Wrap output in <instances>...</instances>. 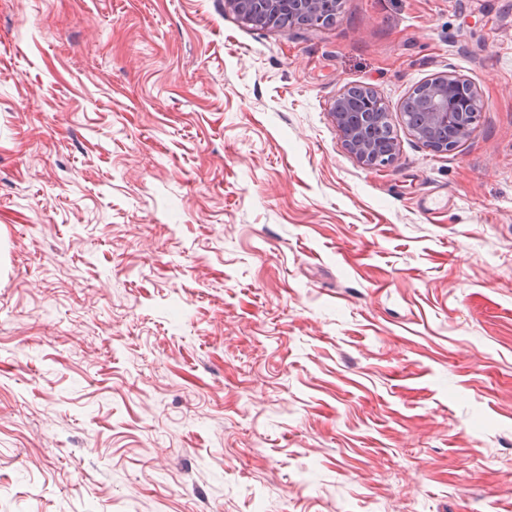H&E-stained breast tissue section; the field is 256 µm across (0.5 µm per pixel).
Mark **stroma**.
<instances>
[{
    "label": "stroma",
    "mask_w": 512,
    "mask_h": 512,
    "mask_svg": "<svg viewBox=\"0 0 512 512\" xmlns=\"http://www.w3.org/2000/svg\"><path fill=\"white\" fill-rule=\"evenodd\" d=\"M0 512H512V0H0ZM319 0H227L226 3L237 13V15L246 21L249 14L273 15L278 19L277 26L280 29L288 30L300 23V18L310 19L308 24L316 27L323 24L326 17L330 16L327 23L335 20L336 1L326 0L327 13H320L317 6ZM288 9V15L283 14L284 9ZM416 90L423 94L424 107L414 112L407 100L401 110L415 138L437 153H447L456 146L455 142L448 146L453 139L469 137L482 110L478 90L469 79L447 72L422 82L411 93ZM369 96L352 107L344 94L336 97L330 111L339 128L345 146L362 165L370 169H381L391 165L395 159V149L390 157L379 155L380 143L377 129L384 119H389V105L375 91L367 89Z\"/></svg>",
    "instance_id": "obj_1"
}]
</instances>
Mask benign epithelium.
I'll list each match as a JSON object with an SVG mask.
<instances>
[{"label": "benign epithelium", "instance_id": "1", "mask_svg": "<svg viewBox=\"0 0 512 512\" xmlns=\"http://www.w3.org/2000/svg\"><path fill=\"white\" fill-rule=\"evenodd\" d=\"M227 4L244 19L250 14L272 15L277 26L290 29L300 18L310 19L316 27L324 20L334 21L336 0H326L327 13H320L318 0H227ZM423 94L424 107L415 112L412 104L402 106L401 116L412 135L437 153L453 150L449 140H464L472 133L482 110L475 85L465 76L447 72L430 78L415 87ZM332 115L345 146L362 165L381 169L391 165L395 156L381 158L377 129L390 116L389 105L374 91L356 106L340 94L331 106Z\"/></svg>", "mask_w": 512, "mask_h": 512}]
</instances>
